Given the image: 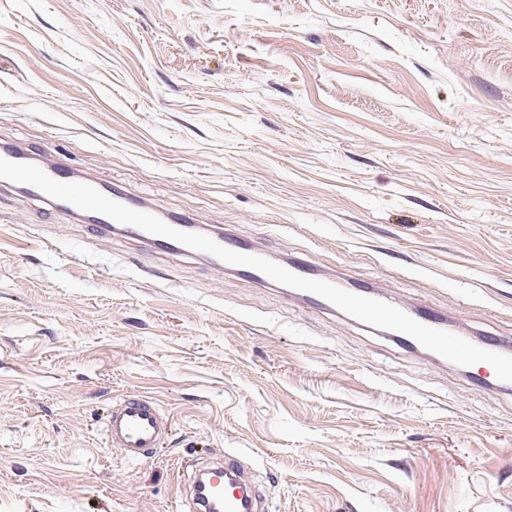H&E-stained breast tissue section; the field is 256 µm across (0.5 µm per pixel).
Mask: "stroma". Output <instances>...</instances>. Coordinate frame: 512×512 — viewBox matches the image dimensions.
Listing matches in <instances>:
<instances>
[{
    "instance_id": "35a3bbf8",
    "label": "stroma",
    "mask_w": 512,
    "mask_h": 512,
    "mask_svg": "<svg viewBox=\"0 0 512 512\" xmlns=\"http://www.w3.org/2000/svg\"><path fill=\"white\" fill-rule=\"evenodd\" d=\"M11 140L512 336V0H0ZM231 450L267 512H512V388L0 187V512H180ZM107 443L130 462L147 458L170 424L158 405L144 395H130L112 405L104 422Z\"/></svg>"
}]
</instances>
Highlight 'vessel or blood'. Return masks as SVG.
Masks as SVG:
<instances>
[{
    "label": "vessel or blood",
    "mask_w": 512,
    "mask_h": 512,
    "mask_svg": "<svg viewBox=\"0 0 512 512\" xmlns=\"http://www.w3.org/2000/svg\"><path fill=\"white\" fill-rule=\"evenodd\" d=\"M90 229L97 235L118 234L137 240L149 251L180 253L182 244L137 227L117 223L95 214ZM209 237L243 254L263 256L261 247L245 244L227 230L212 229ZM107 443L130 462L147 458L169 430L158 405L144 395H131L112 406L104 422ZM190 512H266L260 490L252 482L242 453L228 451L212 467L195 470L191 486Z\"/></svg>",
    "instance_id": "obj_1"
}]
</instances>
